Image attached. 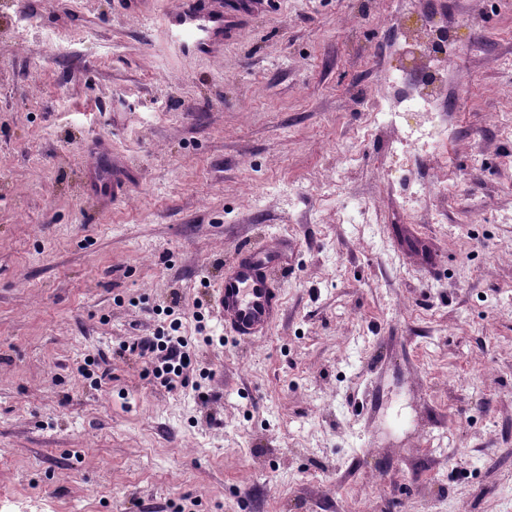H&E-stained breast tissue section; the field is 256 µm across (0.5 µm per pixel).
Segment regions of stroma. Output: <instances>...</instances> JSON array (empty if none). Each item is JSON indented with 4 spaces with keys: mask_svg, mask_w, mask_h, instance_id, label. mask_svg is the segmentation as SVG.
Masks as SVG:
<instances>
[{
    "mask_svg": "<svg viewBox=\"0 0 512 512\" xmlns=\"http://www.w3.org/2000/svg\"><path fill=\"white\" fill-rule=\"evenodd\" d=\"M124 2L0 0V512H512V0H274L211 54L171 43L181 0ZM422 13L471 83L402 169L367 105ZM266 246L281 314L243 341L213 294ZM171 305L172 391L113 353ZM94 150L96 158L95 171L102 172V170H106V173H102L103 176L101 178L96 176L97 190L105 197L114 196L121 189L122 185H120V181L115 174L117 170L112 168V156L106 150L97 147Z\"/></svg>",
    "mask_w": 512,
    "mask_h": 512,
    "instance_id": "stroma-1",
    "label": "stroma"
}]
</instances>
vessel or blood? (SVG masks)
Here are the masks:
<instances>
[{
  "instance_id": "b4317fda",
  "label": "vessel or blood",
  "mask_w": 512,
  "mask_h": 512,
  "mask_svg": "<svg viewBox=\"0 0 512 512\" xmlns=\"http://www.w3.org/2000/svg\"><path fill=\"white\" fill-rule=\"evenodd\" d=\"M165 25L173 42L189 41L206 49L216 37L238 35V10L233 0H227L220 12L206 10L204 0H182L180 8L166 17ZM94 154L96 168L102 173L97 180L99 193L116 195L120 182L111 154L100 148ZM277 259L274 248L251 251L225 273L216 290L215 309L225 326L240 338L262 334L273 318L276 295L269 284V267Z\"/></svg>"
}]
</instances>
